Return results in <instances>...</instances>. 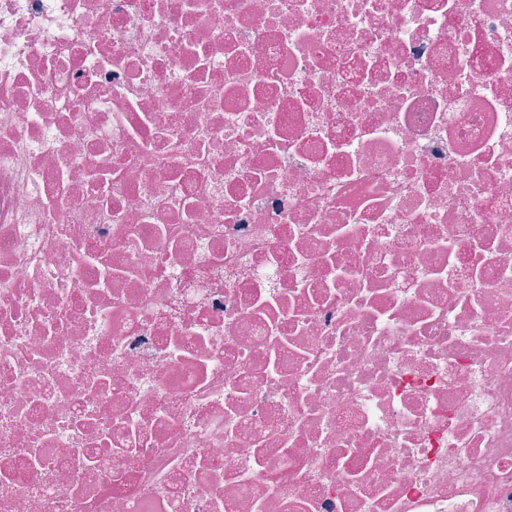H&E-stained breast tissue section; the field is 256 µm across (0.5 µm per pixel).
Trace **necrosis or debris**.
<instances>
[{"label":"necrosis or debris","instance_id":"obj_1","mask_svg":"<svg viewBox=\"0 0 512 512\" xmlns=\"http://www.w3.org/2000/svg\"><path fill=\"white\" fill-rule=\"evenodd\" d=\"M0 512H512V0H0Z\"/></svg>","mask_w":512,"mask_h":512}]
</instances>
